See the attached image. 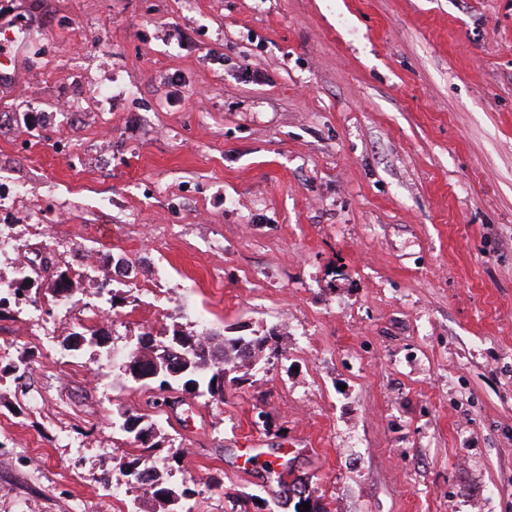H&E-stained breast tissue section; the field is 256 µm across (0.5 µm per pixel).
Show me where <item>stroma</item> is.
<instances>
[{
	"instance_id": "stroma-1",
	"label": "stroma",
	"mask_w": 512,
	"mask_h": 512,
	"mask_svg": "<svg viewBox=\"0 0 512 512\" xmlns=\"http://www.w3.org/2000/svg\"><path fill=\"white\" fill-rule=\"evenodd\" d=\"M0 28V279L74 283L0 311V512H157L123 412L193 512H293L298 480L512 512V0H0ZM203 318L280 354L151 408L123 354ZM121 416L123 418L120 425L121 429L131 437V443L135 447L132 448L133 451L140 452V454H133L132 456L135 457L128 461L127 476L131 477V483L137 484L141 489H146L157 501L175 506L176 504L174 502L180 499L177 492L172 488L156 483V481L151 478L150 469L142 466V458L151 457L153 448H156L155 444L151 443L153 425L144 424L142 416L137 414L122 413ZM145 453L149 454L145 455Z\"/></svg>"
}]
</instances>
